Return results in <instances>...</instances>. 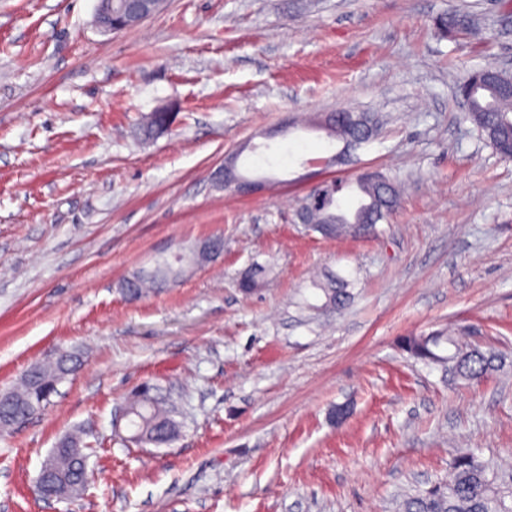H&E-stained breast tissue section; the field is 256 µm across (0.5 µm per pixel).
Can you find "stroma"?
<instances>
[{
    "instance_id": "stroma-1",
    "label": "stroma",
    "mask_w": 512,
    "mask_h": 512,
    "mask_svg": "<svg viewBox=\"0 0 512 512\" xmlns=\"http://www.w3.org/2000/svg\"><path fill=\"white\" fill-rule=\"evenodd\" d=\"M97 0H0V390L59 351L81 365L44 410L0 428V512H399L458 449L512 467V366L453 379L402 340L455 326L512 356V159L465 120L463 67L512 71L498 0H167L117 33ZM468 13L487 43L444 37ZM176 112L147 139L146 114ZM375 112L350 162L318 123ZM240 151L265 186L213 173ZM396 176L390 220L327 239L296 219L324 178L343 207ZM215 238L223 254L138 301L123 284ZM261 268L253 294L242 276ZM350 280V299L323 288ZM172 401L170 445L126 440L140 385ZM350 405L336 422L331 411ZM79 496L35 481L71 433ZM435 25L437 29L446 36H478V39L483 43L492 40V33L475 28L469 15L465 13L456 12L448 16H442L437 19Z\"/></svg>"
}]
</instances>
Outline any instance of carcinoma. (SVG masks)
Returning <instances> with one entry per match:
<instances>
[{
	"mask_svg": "<svg viewBox=\"0 0 512 512\" xmlns=\"http://www.w3.org/2000/svg\"><path fill=\"white\" fill-rule=\"evenodd\" d=\"M437 29L448 36L476 37L481 42L492 40V33L474 27L469 15L453 13L435 22ZM512 85V75L487 64L464 74L458 85L460 98L467 106L465 119L470 121L478 136L506 159H512V95L502 88ZM172 113L155 112L143 120L142 131L147 137L167 130L173 122ZM325 127L332 138L345 141L352 129L364 134L361 145L372 142L379 127L373 112L342 110L325 117ZM360 194L356 208L348 213L336 204V194L342 182L332 179L319 182L305 196L296 217L302 224L325 237L356 236L376 229L387 220L398 205L395 178L375 172L363 174L356 180ZM202 260L193 253L180 254L175 260H163L144 276L134 275L125 285L129 299L138 300L153 288L179 277L187 266ZM454 347L444 359L433 348L441 341ZM404 347L412 356L448 362V374L465 381H479L489 372L505 365V357L493 349L460 344L453 336L441 333L409 337ZM79 359L73 353H61L51 365L37 363L24 374L21 387L0 395V426L17 424L33 409L45 405L57 385L74 372ZM129 421L141 442L161 445L170 441L171 429L176 426L172 411L162 407L142 388L129 402ZM47 466L66 497L80 494L88 479V454L74 436H66L52 449ZM402 512H512V471L481 459L469 448L458 450L449 465L448 481L438 483L415 495L405 497Z\"/></svg>",
	"mask_w": 512,
	"mask_h": 512,
	"instance_id": "carcinoma-1",
	"label": "carcinoma"
}]
</instances>
